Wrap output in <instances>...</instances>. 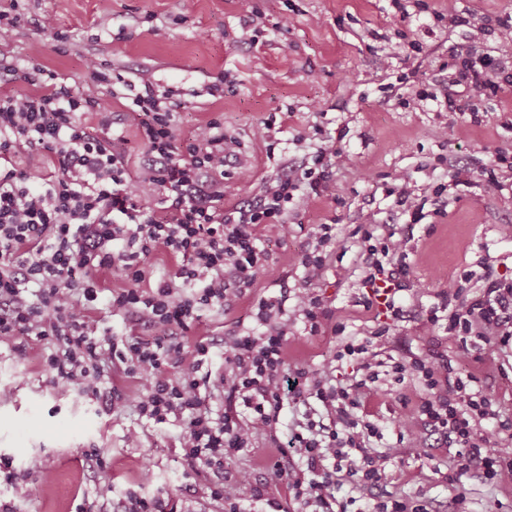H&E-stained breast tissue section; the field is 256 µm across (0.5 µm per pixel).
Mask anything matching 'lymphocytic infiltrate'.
<instances>
[{
  "label": "lymphocytic infiltrate",
  "mask_w": 512,
  "mask_h": 512,
  "mask_svg": "<svg viewBox=\"0 0 512 512\" xmlns=\"http://www.w3.org/2000/svg\"><path fill=\"white\" fill-rule=\"evenodd\" d=\"M28 63L30 81L41 84V92L0 94V337H55L44 362L57 386L100 379L109 365H118L140 386L141 415L158 423L179 418L184 459L211 470H223L225 460L248 447L253 433H273L285 403L316 399L326 420L308 421L304 430L275 442L282 451L299 453L305 470L278 462L272 470L297 503L314 512H350L355 499L342 492L348 478L359 477L364 495L380 479L379 457L371 450L380 432L359 416L379 373L333 384L288 368L284 359L296 323L312 335L326 329L343 333L325 302L307 292L293 299L284 293L258 299L252 311L256 330L224 342L226 376H197L210 358L209 344L189 347L176 338L202 311L223 307L230 291L256 283L266 262L260 225L287 224L295 198L332 194L335 136H325L310 165L289 170L260 196L226 211L219 206L224 169L238 161L241 143L225 135L220 122L201 124L192 137L178 141L172 90L141 82L128 93L127 110L149 160L134 177L124 132L115 128L100 99L75 96L65 78L36 58ZM454 66L459 89L445 94V105L463 113L471 109L464 91H498V76L512 71V43H498ZM89 112L97 114L95 124L82 122ZM25 155L50 157L53 176L32 185L30 173L14 163ZM377 230L374 224L355 230L366 252L365 283L402 291L408 269L404 242L377 241ZM159 252L179 264L172 277L143 289L145 261ZM104 269L119 271L126 281L110 296L113 313L145 318L152 339L90 330L88 313L103 292L98 274ZM461 279L474 284L476 295L457 306L440 299L428 323L447 313L449 331L463 338V353H501L512 342V282L495 278L486 267L463 271ZM392 369L411 371L425 391L400 417L402 434L418 443L424 432L438 433L456 450L448 484L474 464L490 483L502 470L512 471V445L477 432V424L499 413L474 376H459L451 359L439 353L408 368L393 363ZM215 393L225 399L218 416L204 404Z\"/></svg>",
  "instance_id": "lymphocytic-infiltrate-1"
}]
</instances>
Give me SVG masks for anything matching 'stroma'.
Here are the masks:
<instances>
[{
    "label": "stroma",
    "mask_w": 512,
    "mask_h": 512,
    "mask_svg": "<svg viewBox=\"0 0 512 512\" xmlns=\"http://www.w3.org/2000/svg\"><path fill=\"white\" fill-rule=\"evenodd\" d=\"M426 2L428 11L404 20L391 0H20L21 20L0 28V56L20 67L38 52L74 94L99 97L124 127L133 174L147 152L123 105L127 87L149 80L173 88L179 138L216 120L242 143L239 161L224 174L228 210L308 162L314 143L306 135L313 126L328 132L345 128L336 143L334 196L295 200L287 226H260L268 255L263 275L224 308L204 311L183 341L211 343L208 368L222 372L225 336L252 326L258 298L301 291L300 259L314 250L318 225L332 224L342 253L329 259L311 290L334 311L337 323L361 339L388 327V344L378 352L382 361L448 355L460 375L479 379L501 419L512 422V355L460 357L458 336L426 325L440 294L473 296V289L459 287L463 271L483 262L512 276V170L502 169L500 192L487 191L482 176L496 155L512 157V86L473 95L477 125L470 115L416 97L422 89L444 93L449 49L484 52L512 41V28L491 36L481 30L484 17L512 13V0H457L458 11L470 19L457 28L435 18L444 0ZM45 15L68 32L67 43L36 27ZM161 24L169 35L158 40L149 29ZM245 28L247 40L241 37ZM92 56L105 60L121 84L94 81L85 67ZM266 123L272 127L269 137H257V127ZM458 168L468 170V184L456 185L452 174ZM401 171L411 176L409 190L426 199V217L414 226L389 193ZM442 204L447 212L440 216ZM360 224L411 237V288L400 294L399 318L363 305L369 289L352 235ZM50 345L47 339L0 338V455L12 459L21 477L20 488L0 486V501L14 512H125L133 497L170 500L180 512H224L210 491L241 471L250 478L240 490L243 512H266L272 500L285 512H305L286 484L271 477L274 461L290 466L294 460L282 457L267 435L255 436L252 447L226 461L223 472L197 474L182 456L177 420L148 421L133 403L120 416L108 411L111 390L136 398L134 379L114 369L95 386L56 387L44 363ZM340 345L333 333L301 330L289 340L285 360L292 369L334 368L344 382L358 365L337 360ZM387 386L363 407L387 444L376 489L380 499L426 498L434 512H512V474L490 484L473 469L451 487L442 476L454 449L439 447L433 435L422 449L398 441L397 419L413 391L406 382L391 380ZM132 431L139 433V445H129ZM34 457L42 462L40 470L28 467ZM145 470L152 472L151 482H141ZM257 487L263 500L253 496Z\"/></svg>",
    "instance_id": "1"
}]
</instances>
